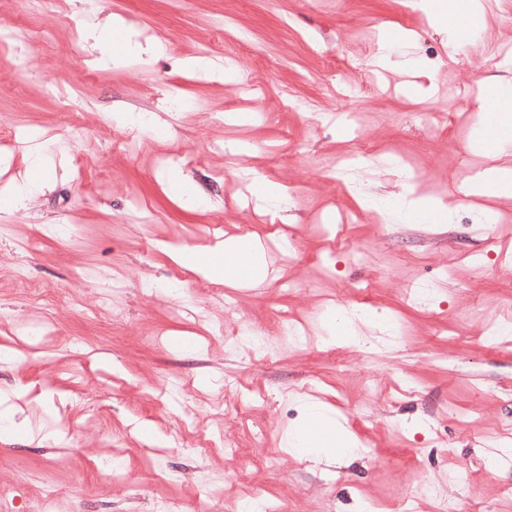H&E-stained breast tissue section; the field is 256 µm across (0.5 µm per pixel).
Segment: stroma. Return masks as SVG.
Segmentation results:
<instances>
[{"label": "stroma", "mask_w": 512, "mask_h": 512, "mask_svg": "<svg viewBox=\"0 0 512 512\" xmlns=\"http://www.w3.org/2000/svg\"><path fill=\"white\" fill-rule=\"evenodd\" d=\"M487 29L477 45L448 58L440 35L404 0H98L102 16H118L145 38L170 36L159 59L130 57L101 68L88 51L89 32L76 0H55L42 13L33 0H0V31L45 29L48 48H31L26 74L12 68L13 46L0 47V129L32 128L63 142L66 162L53 190L29 211H0V345L17 347L19 363L0 366V390L21 422L0 435V512H44V489L56 488L55 512H158L161 501L188 512H234L243 491H256L284 512H358L364 500L396 512L402 496L432 512L423 486L440 485L458 512H512L502 485L512 461L490 464L491 440L512 423V408L496 396L512 386V335L496 347L481 339L487 319L512 304V195L469 196L453 223L347 225L348 241L363 244L351 263L316 222L363 207L362 193L387 196L408 179L447 194L469 186L465 165L512 169V154L465 150L482 80L497 73L495 59L512 53V0H484ZM411 31L418 71L367 72L379 42ZM228 58L241 66L239 82H203L179 65L187 56ZM78 86V111H59L44 82ZM186 107L167 112L163 100ZM318 112L365 113L361 132L342 125L314 128L288 100ZM448 114L444 128L424 112ZM159 115L168 135L135 138L127 150L101 154L97 140L121 134L113 113ZM272 112L274 124L236 126L227 112ZM367 154L409 158L396 175L377 170L365 190L335 173L332 163L356 142ZM247 142L251 155L229 147ZM167 155L191 174L212 201L188 210L160 180L154 165ZM248 167L282 186L289 222H254L251 194L238 189ZM148 200L153 223L129 224L132 196ZM493 211L498 251L476 270L465 255L486 252L476 225ZM47 224L80 229L79 238H54ZM301 236L297 260L261 282L231 278L211 283L171 263L166 242L192 253L241 234ZM450 269L426 303L405 304L406 281ZM151 275L179 294H149L140 285L113 291L112 278ZM350 308L400 318L408 340L376 349L315 328L305 346L281 334L283 318L304 322L333 299ZM124 316V327L101 314L102 302ZM39 319L53 331L37 346L11 335L13 317ZM261 321L276 362L235 356L213 331L216 323ZM419 384L395 391L393 371ZM229 387H210L213 376ZM323 404L343 425L341 442L355 455L333 462L298 458L281 438L309 426L306 402ZM241 415H232V408ZM430 427H422V420ZM119 463L125 478L112 477ZM472 474L471 482L449 471Z\"/></svg>", "instance_id": "1"}]
</instances>
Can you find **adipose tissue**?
I'll list each match as a JSON object with an SVG mask.
<instances>
[{"mask_svg": "<svg viewBox=\"0 0 512 512\" xmlns=\"http://www.w3.org/2000/svg\"><path fill=\"white\" fill-rule=\"evenodd\" d=\"M422 11L432 16L434 27L445 37L448 56H455L462 43L473 32L472 18L483 17V0H420ZM86 27L94 35L92 49L98 65L107 67L126 54L132 45V32L124 20L118 17L88 16ZM483 93L477 99V109L491 115L492 122L502 128L512 127V65L503 64L499 75L483 82ZM56 162L52 155L41 149H33L26 158V176L8 199L6 207L12 211L33 208L40 197L52 188L48 177L55 170ZM367 209L378 211L383 223L400 224L415 221L424 216V208L408 200L406 194L395 196H369L364 200ZM234 238L218 241L207 251L205 257L175 254L180 265L190 268L204 279L217 280L236 276V262L233 251Z\"/></svg>", "mask_w": 512, "mask_h": 512, "instance_id": "ef3b65f1", "label": "adipose tissue"}]
</instances>
